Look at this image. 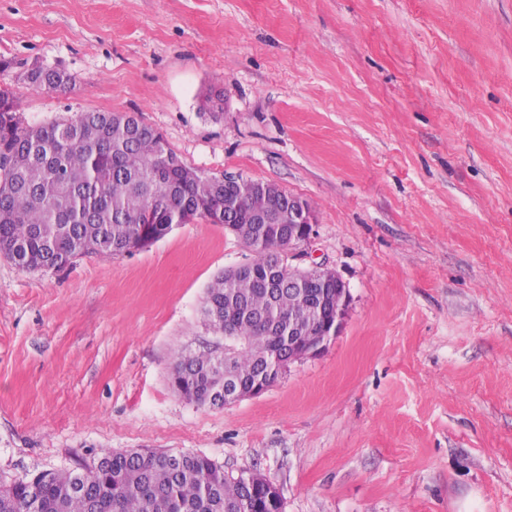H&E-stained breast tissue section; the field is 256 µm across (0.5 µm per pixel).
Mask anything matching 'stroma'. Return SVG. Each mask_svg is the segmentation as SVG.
Returning a JSON list of instances; mask_svg holds the SVG:
<instances>
[{
    "label": "stroma",
    "instance_id": "obj_1",
    "mask_svg": "<svg viewBox=\"0 0 512 512\" xmlns=\"http://www.w3.org/2000/svg\"><path fill=\"white\" fill-rule=\"evenodd\" d=\"M0 57L29 125L135 112L307 201L300 264L350 296L319 356L200 405L172 355L221 342L206 289L251 256L223 225L58 272L0 256V479L149 448L257 471L284 512H512V0H0ZM31 67H35V70H32V74L34 72L38 76L39 81L37 83L30 81L31 77L28 74L30 67L22 75L24 80L33 86L54 91L71 90L75 86V79L64 71L47 68L42 65H32Z\"/></svg>",
    "mask_w": 512,
    "mask_h": 512
}]
</instances>
